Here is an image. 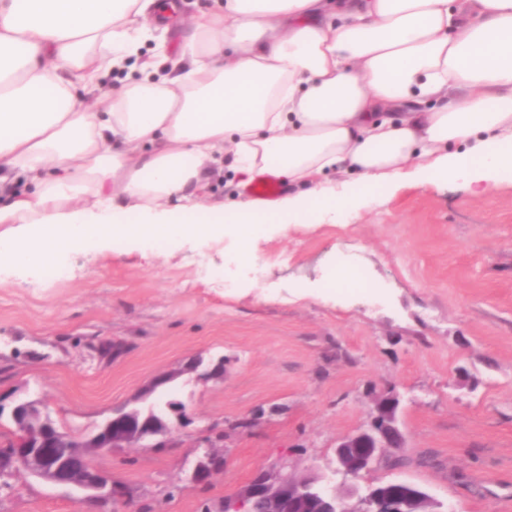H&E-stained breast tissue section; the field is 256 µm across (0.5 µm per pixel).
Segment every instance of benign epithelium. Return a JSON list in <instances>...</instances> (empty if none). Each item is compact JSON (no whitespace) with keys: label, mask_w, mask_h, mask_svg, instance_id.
<instances>
[{"label":"benign epithelium","mask_w":512,"mask_h":512,"mask_svg":"<svg viewBox=\"0 0 512 512\" xmlns=\"http://www.w3.org/2000/svg\"><path fill=\"white\" fill-rule=\"evenodd\" d=\"M223 371V361L199 356L193 367L184 366L158 376L152 384L165 387L183 375L210 380ZM398 407L394 393L374 395L368 424L337 439L339 489L325 486L326 477L315 471L299 477L283 474L287 461L280 458L259 469L245 485L225 498L218 512H260L262 502L272 506L274 512H297L312 500L322 501L325 512H438L439 501L407 482L392 481L366 488L359 484L379 465L400 456L405 447ZM188 422L183 408H174V401L155 397L147 389L131 403L112 410L100 423L109 443L102 446L93 436L77 437L64 431L57 432L50 441L26 434L14 449V458L23 473L77 496L85 512H110L112 504L130 500L133 491L103 475L96 465L97 458L122 448L166 446L175 439L177 427ZM213 447L212 441L206 442L184 472V482L208 485L225 473L228 455L224 453L214 460Z\"/></svg>","instance_id":"7a95c632"}]
</instances>
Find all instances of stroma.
Instances as JSON below:
<instances>
[{"mask_svg": "<svg viewBox=\"0 0 512 512\" xmlns=\"http://www.w3.org/2000/svg\"><path fill=\"white\" fill-rule=\"evenodd\" d=\"M185 29H154L140 58L177 72ZM237 241L147 254L125 244L68 253L69 280L0 268V396L41 400L59 426L89 432L155 376L203 355L224 376L177 381L191 418L173 448L99 458L136 497L112 512H201L284 457L288 472L332 474L336 440L368 418L372 391L395 389L411 463L366 478L402 480L446 512H512V182L472 195L465 181L409 183L334 223L273 230L240 258ZM366 285L339 288V263ZM122 342L117 358L103 341ZM247 417L251 428L231 430ZM230 464L207 486L182 483L201 441ZM23 475L0 512H79Z\"/></svg>", "mask_w": 512, "mask_h": 512, "instance_id": "35a3bbf8", "label": "stroma"}]
</instances>
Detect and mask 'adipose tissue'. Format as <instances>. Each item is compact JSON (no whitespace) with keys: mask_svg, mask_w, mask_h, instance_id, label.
<instances>
[{"mask_svg":"<svg viewBox=\"0 0 512 512\" xmlns=\"http://www.w3.org/2000/svg\"><path fill=\"white\" fill-rule=\"evenodd\" d=\"M159 9L0 0V261L229 230L246 245L260 224L320 220L408 181L512 176V0H224L194 18L178 74L145 63L107 87ZM227 162L304 192L190 221ZM348 182L357 193L338 191Z\"/></svg>","mask_w":512,"mask_h":512,"instance_id":"adipose-tissue-1","label":"adipose tissue"}]
</instances>
